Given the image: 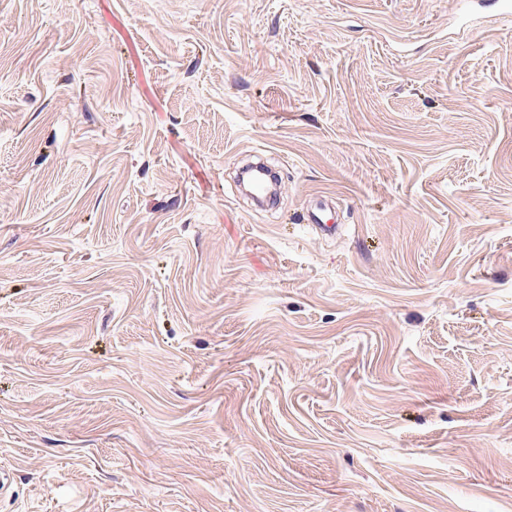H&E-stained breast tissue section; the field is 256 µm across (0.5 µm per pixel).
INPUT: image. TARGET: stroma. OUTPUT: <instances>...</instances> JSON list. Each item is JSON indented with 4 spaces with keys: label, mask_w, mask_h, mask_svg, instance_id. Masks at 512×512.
I'll list each match as a JSON object with an SVG mask.
<instances>
[{
    "label": "stroma",
    "mask_w": 512,
    "mask_h": 512,
    "mask_svg": "<svg viewBox=\"0 0 512 512\" xmlns=\"http://www.w3.org/2000/svg\"><path fill=\"white\" fill-rule=\"evenodd\" d=\"M459 8L0 0V512H512V15Z\"/></svg>",
    "instance_id": "stroma-1"
}]
</instances>
